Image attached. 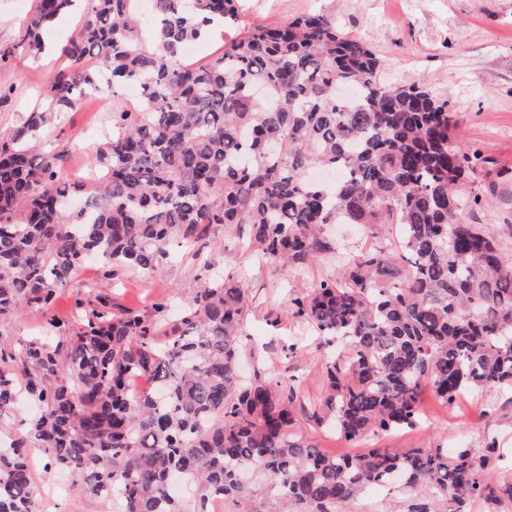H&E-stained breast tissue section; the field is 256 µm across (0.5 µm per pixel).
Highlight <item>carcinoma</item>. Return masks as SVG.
I'll return each instance as SVG.
<instances>
[{
    "label": "carcinoma",
    "mask_w": 512,
    "mask_h": 512,
    "mask_svg": "<svg viewBox=\"0 0 512 512\" xmlns=\"http://www.w3.org/2000/svg\"><path fill=\"white\" fill-rule=\"evenodd\" d=\"M36 0L23 44L82 4L43 103L0 144V324L24 304L46 312L86 257L103 274L157 269L175 241L199 251L210 229L285 270L347 252L342 272L290 300L329 343L323 406L360 441L422 419L427 389L448 405L512 388V258L470 215L485 161L454 132L448 101L423 85L390 87L382 61L323 15L256 24L205 64L182 47L233 0ZM135 84L141 106L112 110V135L72 181L40 139L102 87ZM327 224L391 234L390 246L345 249ZM182 316L76 303L77 323L0 350V512H40L28 449L41 448L84 489L118 496L120 512H206L217 496L247 499L245 470L274 482L283 505L331 512L397 481L420 497L512 500L490 478L494 440L476 452L371 448L331 455L293 436L297 395L259 368L240 378L246 288L207 276ZM132 376L155 389L136 391ZM189 480L192 504L171 491Z\"/></svg>",
    "instance_id": "obj_1"
}]
</instances>
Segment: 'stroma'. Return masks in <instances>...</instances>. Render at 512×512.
Here are the masks:
<instances>
[{
	"mask_svg": "<svg viewBox=\"0 0 512 512\" xmlns=\"http://www.w3.org/2000/svg\"><path fill=\"white\" fill-rule=\"evenodd\" d=\"M36 0H0V50L9 51L0 64V87L12 90V100L0 106V142L10 138L28 110L41 104L57 60L53 54L35 58L22 45L25 21ZM238 22L225 23L221 33L198 42L197 63L220 53L225 42L255 24L274 27L307 14L336 22L350 37L364 42L383 62L380 79L388 85L426 82L448 102L463 142L492 163L495 182L492 204L477 211L475 223L494 235L505 255H512V0H234ZM129 93L113 104L92 101L69 113L49 129L47 148L65 151V172L80 180L101 141L113 106H132ZM172 257L157 271L131 269L115 280L105 278L99 264L85 263L48 314L20 306L0 324V350L17 349L42 335L47 317L69 322L79 299H105L130 310H145L168 300L170 317L185 304L183 288L200 275L202 265L238 278L247 290L244 369L260 367L271 382L297 387L308 410L294 426L296 437L340 455L370 448H433L448 451L483 448L495 440L504 458L495 470L498 482H512V393L486 398L464 397L441 405L424 397L425 420L413 429L398 430L359 442L345 441L328 426L310 420L324 395L323 362L328 353L307 322L294 316L291 297L321 281L336 278L339 261L328 255L307 268L287 273L262 261L237 239L214 227L200 254L172 246ZM414 495L400 489H367L339 503L336 512H411Z\"/></svg>",
	"mask_w": 512,
	"mask_h": 512,
	"instance_id": "35a3bbf8",
	"label": "stroma"
}]
</instances>
